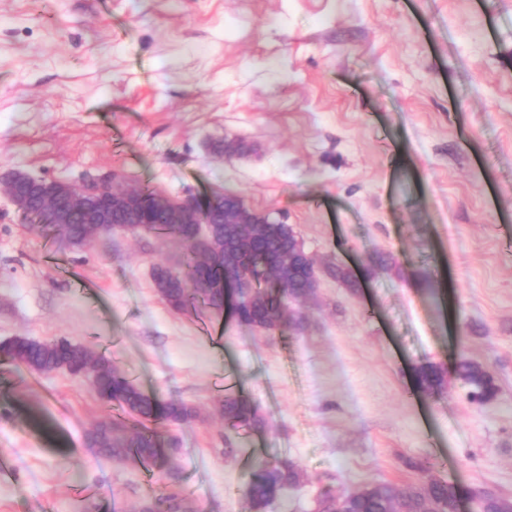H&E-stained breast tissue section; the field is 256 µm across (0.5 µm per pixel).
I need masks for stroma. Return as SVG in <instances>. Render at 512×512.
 Wrapping results in <instances>:
<instances>
[{
    "label": "stroma",
    "mask_w": 512,
    "mask_h": 512,
    "mask_svg": "<svg viewBox=\"0 0 512 512\" xmlns=\"http://www.w3.org/2000/svg\"><path fill=\"white\" fill-rule=\"evenodd\" d=\"M15 170L232 191L292 226L318 286L300 330L175 311L153 273L178 242L77 250L0 190V341L94 345L200 413L158 426L176 450L153 472L86 445L123 415L87 381L0 355V512H137L150 495L249 512L260 459L305 473L269 512L432 477L461 512L472 492L512 499V0H0V175ZM462 354L492 371L493 401L456 379ZM427 364L439 391L416 382ZM228 393L267 428L225 425ZM446 372L438 365L428 364L421 366L418 371V383L424 391H437L445 383Z\"/></svg>",
    "instance_id": "35a3bbf8"
}]
</instances>
